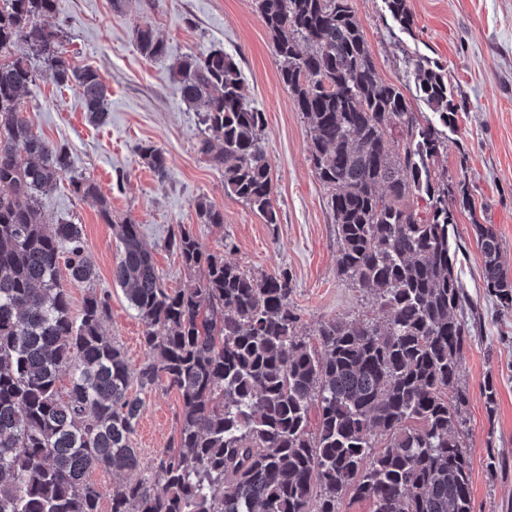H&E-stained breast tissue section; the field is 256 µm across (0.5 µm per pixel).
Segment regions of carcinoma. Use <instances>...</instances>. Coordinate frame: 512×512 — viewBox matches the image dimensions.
Listing matches in <instances>:
<instances>
[{"instance_id":"carcinoma-1","label":"carcinoma","mask_w":512,"mask_h":512,"mask_svg":"<svg viewBox=\"0 0 512 512\" xmlns=\"http://www.w3.org/2000/svg\"><path fill=\"white\" fill-rule=\"evenodd\" d=\"M384 3L413 32L407 0ZM55 4L0 0V512H99L102 491L89 474L139 468L130 439L142 399L132 388L162 382L181 398L178 437L153 479L112 492L111 512H338L347 493L372 512H472L459 386L469 300L455 274L448 185L431 170L448 144L379 79L352 0L256 6L330 193L338 271L373 296L377 314L320 324L316 348L299 332L288 272L247 273L179 225L166 246L204 276L169 288L129 219L119 225L112 278L145 326L147 361L138 369L103 332L109 294L94 288L80 225L47 224L39 207L67 177L112 223L98 185L23 116V93L41 69L76 89L90 123L106 122L104 78L72 66L43 23ZM136 41L146 59L167 55L148 24ZM19 44L26 53L15 52ZM170 74L198 115V152L223 171L224 191L277 223L265 113L244 94L237 61L211 49L176 59ZM414 81L440 124L452 127L462 107L448 92V71L419 60ZM141 153L165 177L164 151L146 145ZM418 196L427 198L423 211ZM196 213L201 224L224 223L205 198ZM474 230L486 293L512 307L501 243L488 226ZM63 263L72 281L89 286L76 316L58 278Z\"/></svg>"}]
</instances>
